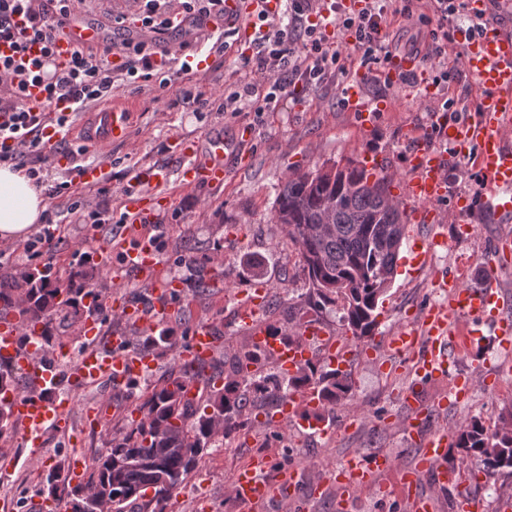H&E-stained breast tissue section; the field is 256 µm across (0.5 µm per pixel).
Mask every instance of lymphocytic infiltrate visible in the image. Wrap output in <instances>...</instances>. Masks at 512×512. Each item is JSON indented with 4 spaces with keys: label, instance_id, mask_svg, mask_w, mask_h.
<instances>
[{
    "label": "lymphocytic infiltrate",
    "instance_id": "f902f5d3",
    "mask_svg": "<svg viewBox=\"0 0 512 512\" xmlns=\"http://www.w3.org/2000/svg\"><path fill=\"white\" fill-rule=\"evenodd\" d=\"M94 0H0V164L24 170L49 198L61 196L68 182L50 184L54 164L42 131L53 125L65 131L76 118L120 92L138 93L158 83L177 87L185 103L200 112L209 101L194 86L181 83L185 69L178 55L159 46L176 20L201 21L224 13V0H142L134 16L110 9L114 25L134 19L146 37L125 39L118 49L121 61L93 47L75 50L57 63L54 42L70 18L91 11ZM465 0H362L360 8L343 0H280L276 13L255 10L256 36L251 53L237 59L246 75L237 89L225 95L228 112H274L292 81L314 86L347 74L349 49L361 57L358 67L375 77L398 43L387 30L403 21L415 34L413 52L434 57L448 40V19L466 13ZM31 86L41 87L45 105L36 110L25 98Z\"/></svg>",
    "mask_w": 512,
    "mask_h": 512
}]
</instances>
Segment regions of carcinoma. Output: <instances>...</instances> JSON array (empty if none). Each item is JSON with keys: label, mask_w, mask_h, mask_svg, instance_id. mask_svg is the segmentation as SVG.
<instances>
[{"label": "carcinoma", "mask_w": 512, "mask_h": 512, "mask_svg": "<svg viewBox=\"0 0 512 512\" xmlns=\"http://www.w3.org/2000/svg\"><path fill=\"white\" fill-rule=\"evenodd\" d=\"M389 186L387 176L351 162L333 180L319 168L289 177L273 206L276 222L298 246L309 283V306L317 310L341 302L343 326L358 338L374 333L378 303L397 274L404 214ZM325 221L336 226L334 235L310 232ZM104 265L103 260L94 263L86 257L64 277L52 275L48 263L29 267L0 288V314L12 310L24 322L41 324V342L47 344L59 329L103 312ZM135 346L165 353L175 342L171 330L162 328L136 340ZM261 360L252 347L239 352L219 388L212 385L213 377H205L206 367L219 370L214 362L169 371L138 405L142 418L92 458L82 483L71 485L68 471L59 465L48 473L44 491L52 497L67 494L72 512H104L105 502L112 512H165L218 433L227 438L248 426L249 404L272 406L308 390L315 391L326 408L351 398L347 374L315 361L291 378L268 369L248 372ZM189 379L203 383L192 398ZM451 451L487 473H512V429L504 425L472 419L458 428Z\"/></svg>", "instance_id": "obj_1"}]
</instances>
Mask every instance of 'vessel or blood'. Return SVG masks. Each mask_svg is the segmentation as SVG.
Listing matches in <instances>:
<instances>
[{
    "label": "vessel or blood",
    "instance_id": "b4317fda",
    "mask_svg": "<svg viewBox=\"0 0 512 512\" xmlns=\"http://www.w3.org/2000/svg\"><path fill=\"white\" fill-rule=\"evenodd\" d=\"M251 10V5L244 0L224 2V26L235 31L237 45L248 44L251 40L253 27L248 18ZM110 35V30L102 27L96 18L79 17L57 37L55 58L67 60L77 47L97 45ZM458 39L462 44L458 62L474 76L483 97L478 110L466 119L442 120L438 126L442 138L448 141L458 158L474 159L484 184L479 195H459L448 213V220L453 224L468 223L479 204L495 217L512 218V148L505 144L506 135L512 133V34L495 27L475 36L462 33ZM403 74L415 75L417 82L409 91L420 101L436 100V87L423 72L416 54H400L389 62L386 77L395 82ZM341 98L347 111L358 113L366 127L387 109L385 101L369 98L364 93L362 82L357 78L348 80ZM132 117V112L121 103L103 102L99 106L97 128L81 132L78 139L87 150H107L128 140ZM228 148V143L220 137L210 138L203 147L194 141L181 142L180 153L187 161L182 170L183 186H223L228 175L224 163ZM408 166V174L397 178L392 198L398 204L413 207L414 223H434L433 206L447 195L445 158L420 140L408 155ZM168 180V168L157 165L141 172L127 185L126 223L139 228L151 222V204L169 200L164 190ZM122 253L126 270L151 281V298L142 303L116 292L108 295L104 304L114 315L135 327L154 330L159 321L172 313L171 297L178 283L165 277L158 254L147 236L140 234L123 244ZM435 286L445 294V301L426 305L418 321L402 322L386 339L387 347L395 355L411 357L415 364L418 382L403 392L405 401L413 407L420 404L419 393L425 382H447V392L438 399L442 405L461 402L473 390L470 378L448 379V356L453 352L472 351L488 320L497 323L500 347H512V317L500 311L498 267H488L483 284L477 288H466L460 281L445 279L436 281ZM263 306L262 291H255L250 300L239 307L237 320L250 343L260 346L266 360L281 373L295 375L312 360V345L316 342L324 347V360L330 367L347 369L351 352L346 338L328 336L317 327L300 325L296 328L297 340H281L270 335L262 325ZM38 333V328L23 326L15 313L0 316V360L8 363L25 384L24 389L1 392L0 398L11 403L13 416L24 429V440L35 448L41 445L45 427L60 432L68 429L67 401L58 394L61 386L76 388L106 381L120 388L155 368L156 355L152 350L134 347L133 337L125 333L102 338L98 322L91 318L79 328L87 344L85 352L66 366L46 355ZM221 343L211 324L200 323L192 328L186 344L179 347L178 352L182 361L193 363L213 358ZM319 412L317 400L310 398L302 404L292 396L280 405L276 419L292 421L308 434L322 435L326 432V423L319 419ZM453 443L452 435L442 427L427 435L416 466L405 476L408 485H415L428 475L434 482L435 494L458 488L464 468L447 462L448 449ZM269 465L268 456L256 455L235 476L231 493L247 512H255L258 505L295 494L294 475H282L274 483L260 480V473ZM395 469L390 454L373 451L347 460L332 469L329 476L337 488L351 494L371 485L379 474Z\"/></svg>",
    "mask_w": 512,
    "mask_h": 512
}]
</instances>
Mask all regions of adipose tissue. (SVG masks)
<instances>
[{"label":"adipose tissue","instance_id":"adipose-tissue-1","mask_svg":"<svg viewBox=\"0 0 512 512\" xmlns=\"http://www.w3.org/2000/svg\"><path fill=\"white\" fill-rule=\"evenodd\" d=\"M45 199L23 172L0 165V242L26 238L41 224Z\"/></svg>","mask_w":512,"mask_h":512}]
</instances>
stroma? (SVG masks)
<instances>
[{
	"mask_svg": "<svg viewBox=\"0 0 512 512\" xmlns=\"http://www.w3.org/2000/svg\"><path fill=\"white\" fill-rule=\"evenodd\" d=\"M458 42H449L443 60H424L425 71L448 68V117L457 120L462 110L475 109L481 98L475 78L456 64ZM240 77L234 53H226L220 67L206 70L197 88L211 105L194 112L172 89L155 103L152 93H122L133 114L131 137L127 143L110 148L102 158L104 180L95 186L81 184L76 173L58 169V181H70V195L81 201L86 213L108 212L107 224H65L56 209L45 212L26 240L0 245V275L18 273L36 263H51L58 275H65L79 253L85 252L91 237L112 243L105 275L110 285L120 287L136 299L148 296L149 287L137 275L121 267L119 242L123 239L125 214L123 198L133 169L156 164L169 167L166 191L168 205L157 207L153 224L145 232L157 237L156 247L167 274L182 289L175 297L176 317L168 322L177 344H184L192 327L199 322L214 323L223 342L218 359H229L244 347L245 337L235 321L238 300L250 284L261 283L267 302L261 319L268 328L285 329L295 324L313 323L342 335L340 312L329 305L315 312L306 304L309 289L300 256L286 229L273 217L275 199L290 173H304L321 166L344 167L347 162L364 164L376 158L386 174L405 175V162L413 144L414 132H421L428 144L442 154L449 147L433 133L430 114L424 105L410 100L395 85L365 81L366 94L390 101V111L381 113L371 130H363L356 113L346 111L341 101L345 77L299 96H285L274 112L221 110L225 86ZM248 128L250 139L228 160L229 177L223 188L204 185L182 187L179 171L183 159L177 146L184 140L200 141L212 134L235 140L241 128ZM448 194L438 202L439 217H447L456 196L477 191L480 176L472 161L453 158L446 164ZM445 231L448 245L430 253L419 270L398 266L397 276L379 302L378 328L366 356L354 359L348 371L354 384L352 401L333 407L328 414L332 433L310 436L292 424L271 420L268 413L253 410V425L225 440L221 462L206 452L198 467L188 476L178 499L179 512H243L231 495L235 472L254 455H268L272 465L266 477L276 481L284 468H295L296 480L307 501L306 512H408L407 503L395 483L396 475L380 477L376 484L351 497L337 494L331 484L314 491L309 479L315 469L332 468L351 456L379 450L393 455L398 468L413 467L419 455L417 436L402 433L399 421L411 415V408L399 398L413 380L411 364L390 363L384 341L389 329L406 316L416 314L436 300V279L464 276L465 286H477L488 264L496 262L495 245L500 238L512 237V222L496 220L484 209H477L470 223L449 224ZM217 255L220 265L205 269L184 262L186 254ZM206 289H199V282ZM484 346L477 355L460 354L451 359L450 374L464 373L475 381L474 390L462 405L439 406L442 385L433 383L422 391L429 413V427L456 428L470 418L491 423L512 414V353L493 345L492 325H484ZM69 428L59 434L45 430L40 455L47 467L69 461L73 456L92 457L109 447L112 435L132 419L135 407L127 391L111 389L102 382L68 392ZM109 401L111 410L103 423L87 416L90 408ZM22 427H14L11 437L0 439V448L9 449L17 459L10 472L0 475V500L12 502L13 512H24L28 500L42 495V486L33 484L28 464L30 449L22 439ZM464 492L482 503L484 512H512V474H487L477 467L467 468L459 491H448L436 499L435 512H454L457 492Z\"/></svg>",
	"mask_w": 512,
	"mask_h": 512,
	"instance_id": "1",
	"label": "stroma"
}]
</instances>
